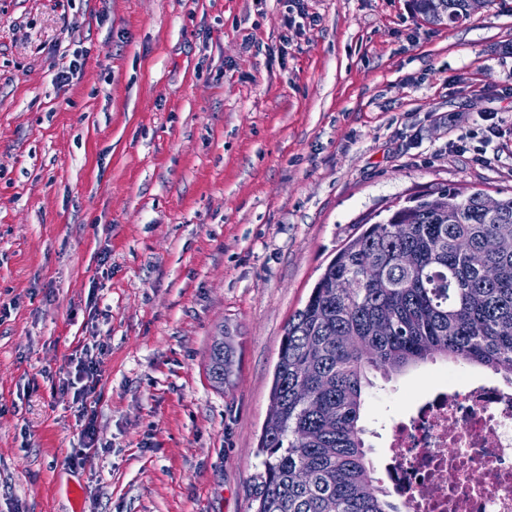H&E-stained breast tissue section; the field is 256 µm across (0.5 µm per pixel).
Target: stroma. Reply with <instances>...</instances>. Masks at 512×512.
<instances>
[{"instance_id": "stroma-1", "label": "stroma", "mask_w": 512, "mask_h": 512, "mask_svg": "<svg viewBox=\"0 0 512 512\" xmlns=\"http://www.w3.org/2000/svg\"><path fill=\"white\" fill-rule=\"evenodd\" d=\"M438 186L512 193V0L442 26L410 0H0V512H257L289 318L359 224ZM89 322L75 468L58 379ZM439 369L377 380L371 462ZM85 338L71 354L69 359L70 370L66 377L59 378V387L62 390H73V402L77 404V417L80 422H84L81 430L79 450L70 457L71 466H84L86 462L94 455L97 444L95 432V413L90 410L92 403L96 404V393L101 376V366L103 364L102 355L104 349L97 336ZM90 411V413H89Z\"/></svg>"}]
</instances>
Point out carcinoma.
I'll use <instances>...</instances> for the list:
<instances>
[{"mask_svg":"<svg viewBox=\"0 0 512 512\" xmlns=\"http://www.w3.org/2000/svg\"><path fill=\"white\" fill-rule=\"evenodd\" d=\"M412 2L429 24L469 17L467 0ZM483 195L443 186L410 196L327 265L281 342L257 512H398L368 460L370 373L442 360L512 375V196L487 213ZM492 238L499 249H487ZM210 360L224 380V347Z\"/></svg>","mask_w":512,"mask_h":512,"instance_id":"1","label":"carcinoma"}]
</instances>
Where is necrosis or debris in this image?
Instances as JSON below:
<instances>
[{
    "mask_svg": "<svg viewBox=\"0 0 512 512\" xmlns=\"http://www.w3.org/2000/svg\"><path fill=\"white\" fill-rule=\"evenodd\" d=\"M385 448L399 512H512V383L439 380L392 421Z\"/></svg>",
    "mask_w": 512,
    "mask_h": 512,
    "instance_id": "1",
    "label": "necrosis or debris"
}]
</instances>
